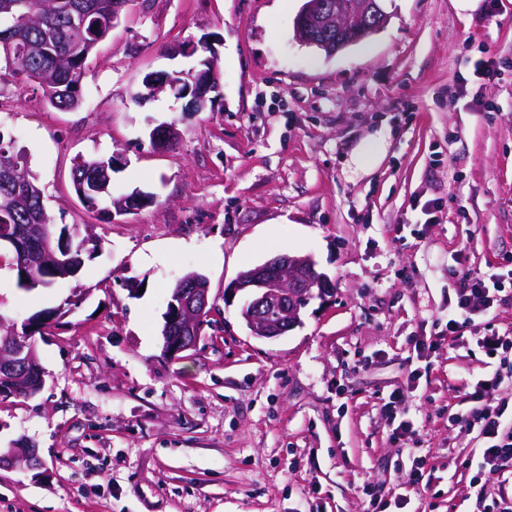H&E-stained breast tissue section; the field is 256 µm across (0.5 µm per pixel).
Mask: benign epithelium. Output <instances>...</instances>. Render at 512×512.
Segmentation results:
<instances>
[{"label": "benign epithelium", "instance_id": "7a95c632", "mask_svg": "<svg viewBox=\"0 0 512 512\" xmlns=\"http://www.w3.org/2000/svg\"><path fill=\"white\" fill-rule=\"evenodd\" d=\"M389 15L382 10L379 0H307L296 16V38L305 46L314 47L328 56L369 38L382 30ZM184 73L175 72L163 78L150 74L144 80L147 90L154 91L164 85H184L185 92L193 95L198 111L206 107L205 96L198 89L218 81L219 74L213 67L188 76L192 83L183 80ZM177 131L171 125L159 126L151 132L153 145L167 150L175 145ZM13 181L14 190L0 203V210H7L35 190V185L17 167L4 165ZM101 178L80 188L81 199L91 208L97 206L98 195L107 191L110 180L108 165L99 164ZM44 231L42 224L21 226L12 233L0 235V249L15 255H24L30 234ZM62 256H55L51 237L44 236V250L56 266L70 275L80 257L71 248L61 246ZM320 288L319 295L326 298L332 293L331 281L316 270L307 257L290 254L277 255L264 263L245 270L224 289V302L232 301L240 292L248 294V300L240 315L252 336L262 340H275L301 326L302 311L307 306L312 289ZM210 288L206 277L192 273L180 280L168 302V310L162 329V352L169 358L194 348L201 336L203 325L210 315ZM29 325H12L8 334L0 336V393L18 389L27 396L37 394L43 386V369L39 366L37 352L29 342ZM13 456L33 467L37 462V449L28 443H17Z\"/></svg>", "mask_w": 512, "mask_h": 512}]
</instances>
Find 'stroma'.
Wrapping results in <instances>:
<instances>
[{
    "mask_svg": "<svg viewBox=\"0 0 512 512\" xmlns=\"http://www.w3.org/2000/svg\"><path fill=\"white\" fill-rule=\"evenodd\" d=\"M305 0H128L90 53L83 104L59 111L0 62V131L28 154L55 224L95 244L78 277L18 287L0 265V315L20 324L77 300L37 337L30 398L0 397V512H486L512 502V460L476 481L479 442L453 422L512 335V301L446 325L462 270L512 289V0H382L387 26L326 56L301 44ZM212 104L150 72L198 68ZM497 69L479 78L476 62ZM175 124V147L151 131ZM113 158V217L87 210L78 158ZM311 258L333 293L275 341L250 335L224 289L281 254ZM206 275L212 312L174 360L161 329L173 284ZM430 342L417 355L416 341ZM408 395L395 440L385 410ZM425 493L407 488L412 458ZM401 506H394V499ZM184 75L185 73L183 72H174L171 75L165 76V78H159L153 74L148 75L144 80L148 93L141 94L140 99H145L147 96H150L149 91H154L164 85L175 86L183 84L185 86V93H192L197 111H203L206 107V99L203 94L198 92V89L211 86L214 82L218 81L219 74L217 70L210 67L198 72L191 71L188 78L194 82V86H191L182 79Z\"/></svg>",
    "mask_w": 512,
    "mask_h": 512,
    "instance_id": "35a3bbf8",
    "label": "stroma"
}]
</instances>
